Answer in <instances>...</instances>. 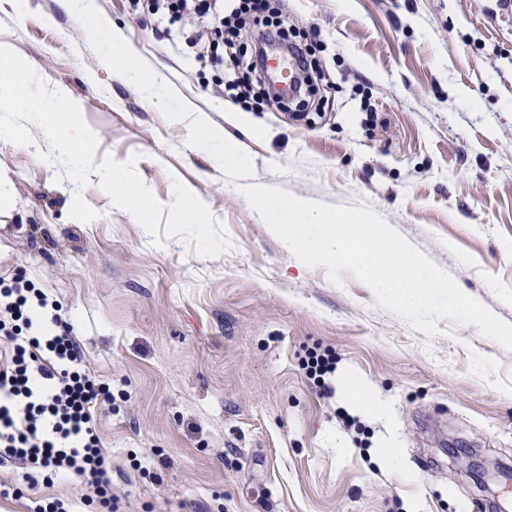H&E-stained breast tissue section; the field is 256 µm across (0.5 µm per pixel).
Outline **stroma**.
<instances>
[{
    "label": "stroma",
    "mask_w": 512,
    "mask_h": 512,
    "mask_svg": "<svg viewBox=\"0 0 512 512\" xmlns=\"http://www.w3.org/2000/svg\"><path fill=\"white\" fill-rule=\"evenodd\" d=\"M274 5L319 74L304 110L243 106L230 61L198 57L209 21L131 0L90 14L0 0V45L65 87L97 156L135 159L164 207L157 247L93 173L97 217L74 220L75 186L41 159V129L30 146L0 139V284L23 271L61 301L111 383L98 423L119 512H512V483L483 491L456 455L512 474V349L447 318L426 335L350 272L331 282L242 192L369 207L512 323V0ZM99 19L114 40L90 37ZM324 350L335 364L318 384L304 363ZM351 380L366 403L349 400ZM86 494L61 479L0 497V512L44 496L81 512Z\"/></svg>",
    "instance_id": "obj_1"
}]
</instances>
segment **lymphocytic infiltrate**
Listing matches in <instances>:
<instances>
[{"instance_id": "obj_1", "label": "lymphocytic infiltrate", "mask_w": 512, "mask_h": 512, "mask_svg": "<svg viewBox=\"0 0 512 512\" xmlns=\"http://www.w3.org/2000/svg\"><path fill=\"white\" fill-rule=\"evenodd\" d=\"M269 9V0H235L223 27L213 34L232 48L234 67L246 80H261L258 61L265 45L285 41L304 74L293 96L314 95L310 51L286 42L283 19H276V31L255 33L251 49H236L241 29ZM62 310L21 276L0 290V456L19 459L46 485L77 477L89 490L85 506L93 512H117L112 461L96 426L98 411L112 408V388L86 370Z\"/></svg>"}]
</instances>
